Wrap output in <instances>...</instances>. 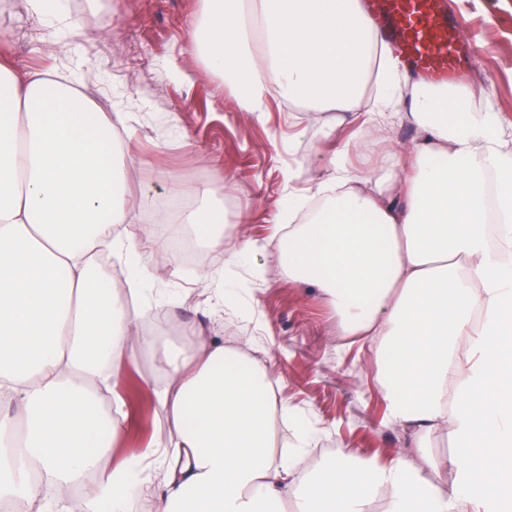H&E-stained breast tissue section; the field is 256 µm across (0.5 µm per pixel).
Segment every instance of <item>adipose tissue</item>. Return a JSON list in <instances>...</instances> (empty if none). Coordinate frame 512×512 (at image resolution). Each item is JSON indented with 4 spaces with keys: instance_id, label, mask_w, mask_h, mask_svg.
Segmentation results:
<instances>
[{
    "instance_id": "obj_1",
    "label": "adipose tissue",
    "mask_w": 512,
    "mask_h": 512,
    "mask_svg": "<svg viewBox=\"0 0 512 512\" xmlns=\"http://www.w3.org/2000/svg\"><path fill=\"white\" fill-rule=\"evenodd\" d=\"M194 45L259 114L273 95L347 109L368 75L389 89L400 81L352 0H207ZM469 99L415 88L422 145L393 156L367 190L334 157L326 181L290 191L280 252L346 335L377 338L387 419L414 429L426 468L352 451L308 471L307 431L276 454V379L256 358L238 369L222 343L199 336L164 353L153 394L165 438L107 468L94 407L155 344L122 296L175 273L179 258L163 243L142 264L126 226L134 161L113 139L126 113L0 62V400L11 405L0 413V499L55 512L83 478L86 512H130L154 492L162 512H283L289 499L298 512H369L382 491L387 512H512V156L499 113L467 110ZM200 199L178 221L197 232V276L209 281L224 203L206 188ZM103 249L123 261L124 282L102 270ZM443 428L457 441L448 460L430 452ZM447 468L449 492L435 482Z\"/></svg>"
}]
</instances>
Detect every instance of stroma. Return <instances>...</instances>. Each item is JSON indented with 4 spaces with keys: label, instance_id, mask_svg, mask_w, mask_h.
<instances>
[{
    "label": "stroma",
    "instance_id": "obj_1",
    "mask_svg": "<svg viewBox=\"0 0 512 512\" xmlns=\"http://www.w3.org/2000/svg\"><path fill=\"white\" fill-rule=\"evenodd\" d=\"M63 2L80 34L75 41L53 43L44 17L27 12L23 0H0V27L13 33L0 44V56L21 71L80 77L81 91L103 111L134 114L127 146L138 172L129 186L130 222L141 233L143 263H154L163 230L153 201L174 191L192 197L206 185L239 204L223 248L209 256L222 281L201 282L192 266L166 277L163 292L145 297V312L163 316L175 330L148 325L145 333L180 347L191 333L232 339L245 358L263 360L279 383V399L292 410L281 425L300 422L316 430L318 443L333 445L332 452L306 458L309 469L348 449L380 464L401 456L421 465L413 428L386 419L376 384L379 352L363 337L339 336L336 312L321 290L289 280L276 263L288 170L300 172L299 186L318 185L328 176L331 158L343 151L355 175L377 177L389 168L391 155L409 153L421 142L420 129L396 114L383 136L354 141L371 108L365 97L344 124L333 127L332 112L278 98L267 100L263 115L242 111L235 92L191 47L204 0ZM446 2L474 46L467 76L455 88L474 89L480 107L511 123L512 0ZM245 238L256 242V251L240 263L229 262V247ZM163 380L153 350L127 364L119 386L127 421L112 442L113 458L131 456L158 436L157 404L148 385Z\"/></svg>",
    "mask_w": 512,
    "mask_h": 512
}]
</instances>
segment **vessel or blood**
<instances>
[{
  "label": "vessel or blood",
  "instance_id": "obj_1",
  "mask_svg": "<svg viewBox=\"0 0 512 512\" xmlns=\"http://www.w3.org/2000/svg\"><path fill=\"white\" fill-rule=\"evenodd\" d=\"M358 4L369 31L384 34L402 63L422 81L444 84L464 69L470 47L442 0H358Z\"/></svg>",
  "mask_w": 512,
  "mask_h": 512
}]
</instances>
